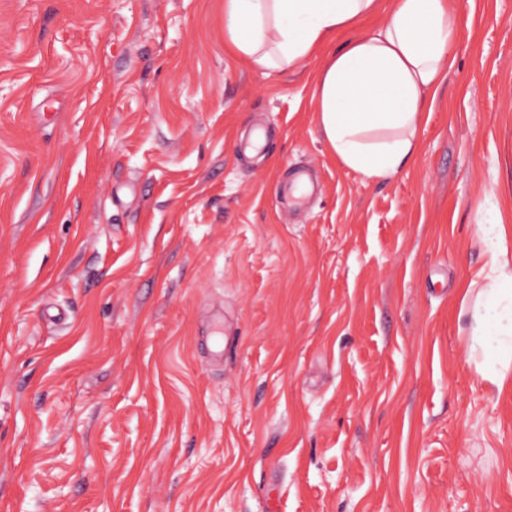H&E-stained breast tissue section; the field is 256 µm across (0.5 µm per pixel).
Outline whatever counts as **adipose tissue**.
I'll list each match as a JSON object with an SVG mask.
<instances>
[{
	"mask_svg": "<svg viewBox=\"0 0 512 512\" xmlns=\"http://www.w3.org/2000/svg\"><path fill=\"white\" fill-rule=\"evenodd\" d=\"M381 0H224V42L235 55L272 70L292 68L337 29L376 13ZM458 36L455 0H390L384 28L359 37L320 69L315 112L329 153L373 180H387L412 160L430 94L446 80L449 48ZM496 225L468 288L474 315L490 320L489 336H472L468 352H492L474 362L496 390L512 384V249Z\"/></svg>",
	"mask_w": 512,
	"mask_h": 512,
	"instance_id": "1",
	"label": "adipose tissue"
}]
</instances>
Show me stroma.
Instances as JSON below:
<instances>
[{
	"mask_svg": "<svg viewBox=\"0 0 512 512\" xmlns=\"http://www.w3.org/2000/svg\"><path fill=\"white\" fill-rule=\"evenodd\" d=\"M457 4L379 181L314 91L385 12L270 71L224 0H0V512H512V386L463 301L512 226V0Z\"/></svg>",
	"mask_w": 512,
	"mask_h": 512,
	"instance_id": "stroma-1",
	"label": "stroma"
}]
</instances>
